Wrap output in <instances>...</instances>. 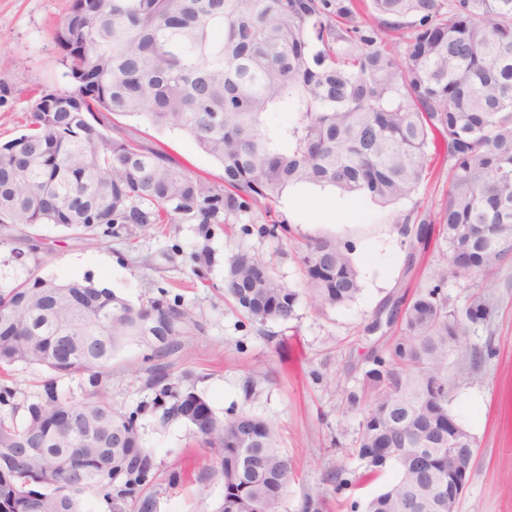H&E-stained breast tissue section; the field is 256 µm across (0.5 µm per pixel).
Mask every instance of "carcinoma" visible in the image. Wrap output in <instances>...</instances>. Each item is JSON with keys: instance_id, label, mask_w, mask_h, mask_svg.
Returning a JSON list of instances; mask_svg holds the SVG:
<instances>
[{"instance_id": "cac0c4a2", "label": "carcinoma", "mask_w": 512, "mask_h": 512, "mask_svg": "<svg viewBox=\"0 0 512 512\" xmlns=\"http://www.w3.org/2000/svg\"><path fill=\"white\" fill-rule=\"evenodd\" d=\"M54 32L73 90L30 113L28 132L0 145V226L58 224L114 236L190 219L222 224L257 208L270 217L294 184L333 187L378 205L411 195L440 163L446 199L420 219L442 237L455 274L487 280L512 259V0H71ZM293 112L289 126L267 124ZM184 132L224 169L211 184L159 146L125 135L111 116ZM301 287L240 249L224 294L259 323L319 312L361 292L352 246L312 237L299 252ZM39 267L0 291V370L44 366L86 375L80 401L43 384L21 419L0 415V512H156L165 491L136 415L103 400L112 353L142 342L157 359L150 385L162 419L177 417L216 457L215 512H280L293 468L274 427L242 413L223 420L162 362L198 329L165 295L133 305L89 278L61 297L38 287ZM491 308L448 307L442 283L398 297L400 334L372 348L359 385L343 389L361 415L363 477L392 481L365 512H442L448 499V354ZM77 414L91 430H61Z\"/></svg>"}]
</instances>
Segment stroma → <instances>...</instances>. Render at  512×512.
I'll return each mask as SVG.
<instances>
[{"label": "stroma", "instance_id": "obj_1", "mask_svg": "<svg viewBox=\"0 0 512 512\" xmlns=\"http://www.w3.org/2000/svg\"><path fill=\"white\" fill-rule=\"evenodd\" d=\"M71 0H0V142L23 133L29 104L40 93L71 91L53 32ZM142 139L161 146L201 178L222 184L224 171L182 133L145 121L113 116ZM445 171L424 180L409 197L382 207L331 188L297 185L286 189L275 209L286 232L263 234L262 211L226 216L221 224L188 220L138 230L121 237L79 238L56 224L35 229L16 224L0 229V288L23 279L33 264L59 280L92 277L101 286L140 303L166 290L192 312L199 324L166 359L172 378L185 379L224 419L241 413L272 424L292 458L296 476L281 512H304L307 497L321 499L325 512H364L366 501L391 481V473L358 482L357 458L348 456L361 417L344 412L337 383L354 385L374 341L366 325L389 298L426 285L435 275L447 277L448 305L463 309L472 293H481L493 310L490 321L471 326L466 346L448 357L457 380L448 390V408L474 436L477 447L470 485L457 512H512V263L490 281L451 276L448 251L441 238L420 244L393 232L396 217L436 209L444 197ZM42 240L38 255L28 252V232ZM335 236L353 247L362 292L351 304L324 313L300 300L288 322L248 321L224 299V271L238 247L270 259L284 283L301 281L297 251L307 238ZM416 254L418 274L403 277L408 252ZM205 257L204 278L191 272L192 255ZM486 353L472 367L470 351ZM150 350L129 343L112 357L106 401L125 412H138L144 447L156 457L158 480L179 472L178 486L168 487L157 512H214L224 488L211 475L215 459L182 422L161 424L148 385ZM252 391H244L246 376ZM344 467L348 486L328 476Z\"/></svg>", "mask_w": 512, "mask_h": 512}]
</instances>
